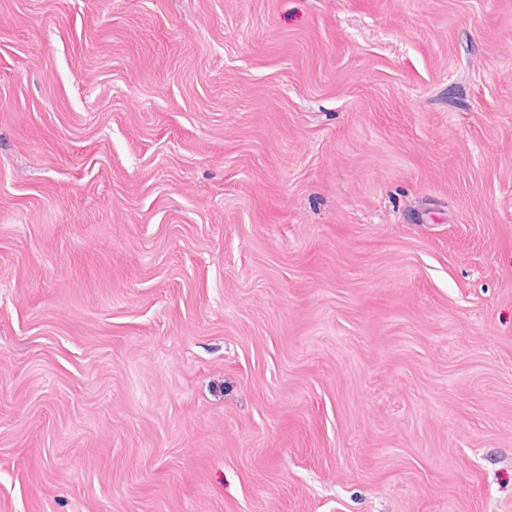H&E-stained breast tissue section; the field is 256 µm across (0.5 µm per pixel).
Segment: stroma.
Masks as SVG:
<instances>
[{
  "mask_svg": "<svg viewBox=\"0 0 512 512\" xmlns=\"http://www.w3.org/2000/svg\"><path fill=\"white\" fill-rule=\"evenodd\" d=\"M0 512H512V0H0Z\"/></svg>",
  "mask_w": 512,
  "mask_h": 512,
  "instance_id": "1",
  "label": "stroma"
}]
</instances>
